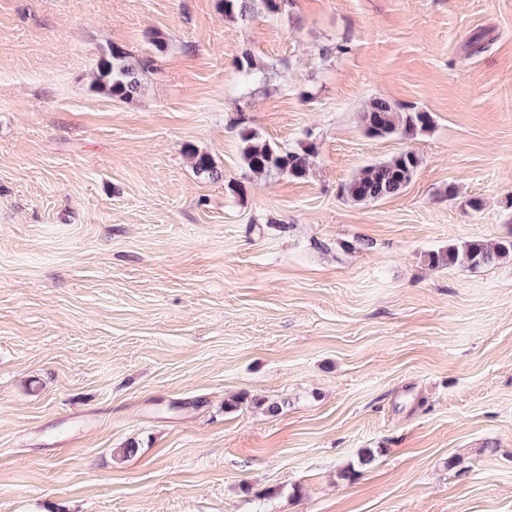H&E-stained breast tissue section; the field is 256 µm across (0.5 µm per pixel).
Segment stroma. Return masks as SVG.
I'll return each mask as SVG.
<instances>
[{
    "label": "stroma",
    "instance_id": "35a3bbf8",
    "mask_svg": "<svg viewBox=\"0 0 512 512\" xmlns=\"http://www.w3.org/2000/svg\"><path fill=\"white\" fill-rule=\"evenodd\" d=\"M375 98L434 125L368 136ZM244 126L308 177L250 174ZM511 196L512 0H0V512H512V257L425 261L512 238ZM256 0H218V10L224 16V20H245L254 10ZM153 57L168 50V42L161 36L153 37ZM152 56L135 58L122 47L109 49L97 62L95 84L113 99L130 101L142 89L143 75L155 61ZM422 158L402 150L390 158L360 168L341 187L342 197L354 202H381L401 193L413 180ZM512 256V239L502 240L493 245L481 241H472L461 247L448 245L436 251L428 252L425 259L431 268H445L456 263L459 258L472 269L491 266L500 260Z\"/></svg>",
    "mask_w": 512,
    "mask_h": 512
}]
</instances>
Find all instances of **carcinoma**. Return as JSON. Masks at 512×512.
Returning a JSON list of instances; mask_svg holds the SVG:
<instances>
[{
    "label": "carcinoma",
    "instance_id": "cac0c4a2",
    "mask_svg": "<svg viewBox=\"0 0 512 512\" xmlns=\"http://www.w3.org/2000/svg\"><path fill=\"white\" fill-rule=\"evenodd\" d=\"M218 10L224 19L244 20L253 14L254 0H217ZM153 55L135 58L122 47H112L97 62L95 84L114 99L130 101L142 89L143 75L154 62V57L166 53L168 42L161 36L153 37ZM234 66L246 80L266 72L257 67L253 56L245 52L235 57ZM361 122L367 135L375 138H409L433 126L429 112H401L385 99H374L361 113ZM241 157L252 174H280L294 179L308 177L310 158L315 148L308 145L299 150L282 149L271 145L249 127L239 133ZM192 166L199 175H217L211 157L196 150L189 152ZM422 158L413 150H402L390 158L360 168L341 187L342 197L354 202H381L401 193L413 180ZM512 256V239L493 245L472 241L461 247L450 245L425 255L428 266L445 268L464 260L472 269L486 267Z\"/></svg>",
    "mask_w": 512,
    "mask_h": 512
}]
</instances>
